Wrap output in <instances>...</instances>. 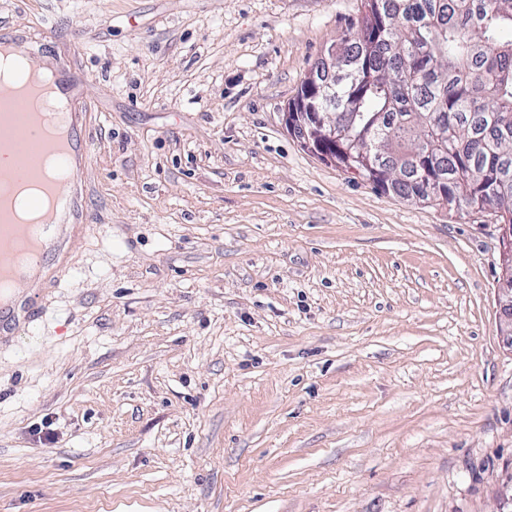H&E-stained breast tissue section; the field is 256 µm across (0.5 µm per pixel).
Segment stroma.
<instances>
[{
    "label": "stroma",
    "instance_id": "obj_1",
    "mask_svg": "<svg viewBox=\"0 0 512 512\" xmlns=\"http://www.w3.org/2000/svg\"><path fill=\"white\" fill-rule=\"evenodd\" d=\"M361 0H0L78 82L93 226L0 335V512H512L490 213L284 111Z\"/></svg>",
    "mask_w": 512,
    "mask_h": 512
}]
</instances>
